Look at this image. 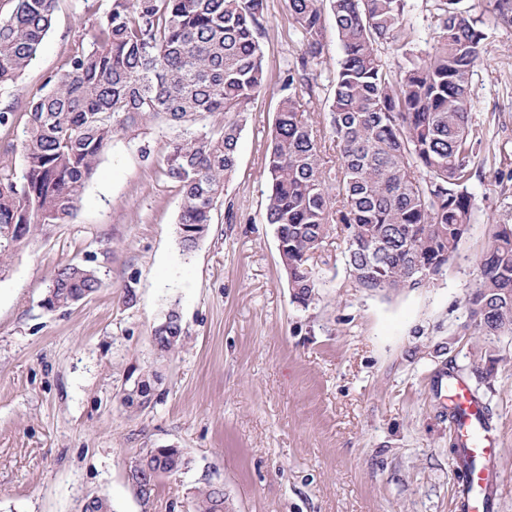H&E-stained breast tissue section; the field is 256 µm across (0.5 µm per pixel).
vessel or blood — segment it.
I'll use <instances>...</instances> for the list:
<instances>
[{
	"mask_svg": "<svg viewBox=\"0 0 512 512\" xmlns=\"http://www.w3.org/2000/svg\"><path fill=\"white\" fill-rule=\"evenodd\" d=\"M448 406L454 419V428L465 454L474 462L469 479L457 495V512H478L482 499L497 490L501 483L497 459L498 438L488 432L482 423L480 404L474 399L464 379H448Z\"/></svg>",
	"mask_w": 512,
	"mask_h": 512,
	"instance_id": "1",
	"label": "vessel or blood"
}]
</instances>
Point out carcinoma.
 Here are the masks:
<instances>
[{"mask_svg":"<svg viewBox=\"0 0 512 512\" xmlns=\"http://www.w3.org/2000/svg\"><path fill=\"white\" fill-rule=\"evenodd\" d=\"M57 0H0V86L14 84L36 58ZM303 46L300 67L319 60L325 13L336 21L342 57L330 82L328 124L339 164L321 162L313 123L293 94L282 97L267 140L266 221L274 228L293 302L316 299L315 259L327 239L345 243L348 277L367 291L423 284L418 267L441 271L457 252L473 215L472 162L485 140L471 122V77L485 34L462 0H435L434 44L412 47L406 0H288ZM267 0H110L89 46L78 44L29 101L19 137L20 172L0 170V272L52 224L77 211L81 195L112 139L162 118L177 129L164 170L178 184L179 243L194 249L236 164L239 126L191 129L206 115H241L266 85L257 34ZM402 50L393 75L379 51ZM467 304L477 335H512V225L500 224L482 256ZM94 270L68 264L44 299L66 308L95 293ZM171 308L154 328L160 351L184 334ZM142 381L129 408L150 405ZM187 465L177 448L140 458L131 486L156 483ZM83 512H112L96 495ZM192 512H230L219 488H196Z\"/></svg>","mask_w":512,"mask_h":512,"instance_id":"obj_1","label":"carcinoma"}]
</instances>
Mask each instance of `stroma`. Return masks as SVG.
<instances>
[{
  "mask_svg": "<svg viewBox=\"0 0 512 512\" xmlns=\"http://www.w3.org/2000/svg\"><path fill=\"white\" fill-rule=\"evenodd\" d=\"M495 0H468L485 52L472 75L473 123L487 138L469 191L472 223L431 283L370 293L348 278L328 240L309 308L293 303L265 218L266 142L286 78L324 123L340 45L326 15L320 63L303 52L287 0H267L258 36L267 82L239 118L236 165L206 237L178 244V186L163 157L173 131L154 121L116 137L73 219L44 228L0 275V512H81L108 495L113 512H185L194 488H223L234 512H454L449 374L470 385L500 437L493 512H512V336L464 333L467 300L497 225L512 224V26ZM109 0H58L52 27L17 86H0V168L21 169L30 98L78 43L91 42ZM80 262L97 292L55 310L43 300L57 268ZM185 330L167 355L153 330L169 308ZM150 377L157 401L126 407ZM151 448L181 449L186 469L160 475L149 502L127 468Z\"/></svg>",
  "mask_w": 512,
  "mask_h": 512,
  "instance_id": "1",
  "label": "stroma"
}]
</instances>
